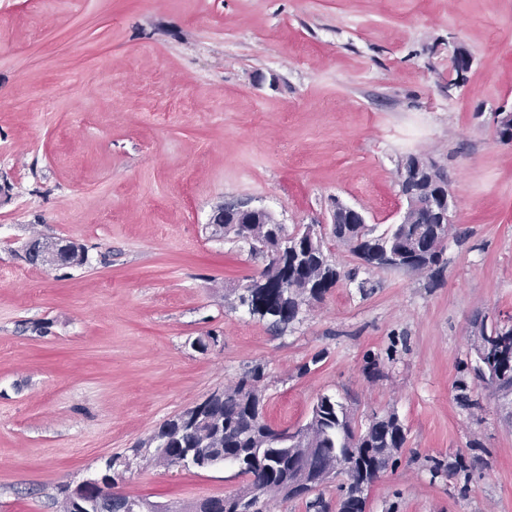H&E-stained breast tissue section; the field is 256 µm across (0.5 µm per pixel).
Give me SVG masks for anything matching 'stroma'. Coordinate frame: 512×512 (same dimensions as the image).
<instances>
[{
    "instance_id": "1",
    "label": "stroma",
    "mask_w": 512,
    "mask_h": 512,
    "mask_svg": "<svg viewBox=\"0 0 512 512\" xmlns=\"http://www.w3.org/2000/svg\"><path fill=\"white\" fill-rule=\"evenodd\" d=\"M457 48L472 64L453 87ZM501 106L512 0H0V512H61L62 488L115 456L132 498L236 491L233 468L167 467L145 443L257 365L273 426L323 394L363 423L399 416L407 444L366 512H512V401L455 388L475 314L512 317ZM410 154L454 196L440 275L358 268L366 289L340 281L283 331L240 307L263 263L214 207L290 227L330 223L337 199L381 232ZM39 233L86 264L21 261ZM461 451L468 484L433 476Z\"/></svg>"
}]
</instances>
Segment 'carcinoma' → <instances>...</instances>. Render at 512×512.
<instances>
[{"label":"carcinoma","mask_w":512,"mask_h":512,"mask_svg":"<svg viewBox=\"0 0 512 512\" xmlns=\"http://www.w3.org/2000/svg\"><path fill=\"white\" fill-rule=\"evenodd\" d=\"M404 173L420 180L433 203L435 219H448V204L439 195L448 184L447 172L430 159L411 154L400 163ZM336 223L328 230L336 242L348 248L360 265L367 268L430 270L437 274L446 265L448 225L432 224L423 209L413 208L406 223L393 224L382 233L376 227L360 224L335 206ZM238 223H224L219 229L248 246L253 258H262L261 280L242 289L239 301L249 296L268 308L266 320L282 330L297 320L309 300L320 301L339 281L341 274L325 250V236L307 224L292 229L276 222L269 213L242 214ZM390 256L389 266L381 258ZM474 325L484 348H475L472 379L493 391L512 393V325L487 314H477ZM265 377L258 365L243 374L231 387L217 389L197 402L200 413L194 419L180 412L166 420L147 441L158 456L185 459L196 469L230 466L245 483L259 488L262 502L243 501L232 493L217 505L219 512H268V506L299 469L308 474L327 473L336 458L346 462L342 475L348 490L338 500L325 498L319 489L304 491L299 500L306 512H365L366 497L360 489L369 488L388 470L405 448L407 429L394 413L373 417L362 425L348 399L333 395L318 397L308 421L291 428H276L264 416L260 384ZM474 466L466 456L437 461L433 474L449 477L465 474ZM170 512L140 499L112 498L107 512Z\"/></svg>","instance_id":"cac0c4a2"}]
</instances>
